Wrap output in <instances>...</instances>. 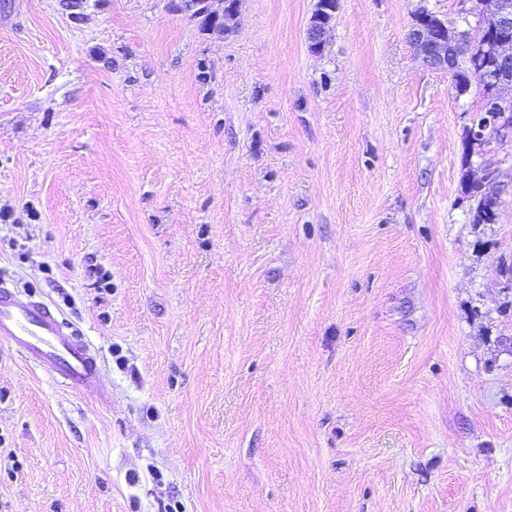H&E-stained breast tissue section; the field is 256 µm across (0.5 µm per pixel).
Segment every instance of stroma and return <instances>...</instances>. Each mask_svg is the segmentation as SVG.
Segmentation results:
<instances>
[{"label":"stroma","instance_id":"stroma-1","mask_svg":"<svg viewBox=\"0 0 512 512\" xmlns=\"http://www.w3.org/2000/svg\"><path fill=\"white\" fill-rule=\"evenodd\" d=\"M314 4L0 0V281L102 362L0 338V512H512V133L406 40L465 4L340 0L318 54ZM242 0H168V8L195 20L207 16L213 25L210 33L223 36L232 29ZM466 192L470 197L474 198L476 203L475 212L473 214V223L476 224H491L496 220V209H486L485 196L489 188L485 187L482 183H472L470 186H466ZM82 336L56 310L21 300L16 290L0 281V337L13 342L57 381L94 390L100 360Z\"/></svg>","mask_w":512,"mask_h":512}]
</instances>
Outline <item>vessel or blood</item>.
Masks as SVG:
<instances>
[{
  "instance_id": "obj_1",
  "label": "vessel or blood",
  "mask_w": 512,
  "mask_h": 512,
  "mask_svg": "<svg viewBox=\"0 0 512 512\" xmlns=\"http://www.w3.org/2000/svg\"><path fill=\"white\" fill-rule=\"evenodd\" d=\"M0 337L13 342L57 381L87 390L96 388L99 356L80 331L47 305L21 300L16 290L2 281Z\"/></svg>"
}]
</instances>
